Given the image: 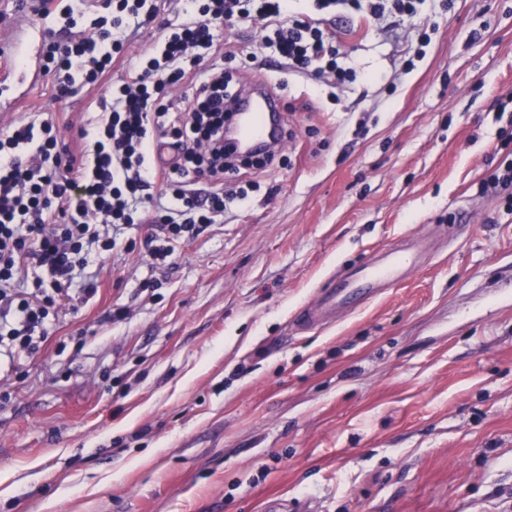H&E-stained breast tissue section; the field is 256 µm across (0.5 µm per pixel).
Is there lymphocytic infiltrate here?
<instances>
[{"instance_id": "f902f5d3", "label": "lymphocytic infiltrate", "mask_w": 512, "mask_h": 512, "mask_svg": "<svg viewBox=\"0 0 512 512\" xmlns=\"http://www.w3.org/2000/svg\"><path fill=\"white\" fill-rule=\"evenodd\" d=\"M184 0L149 52L130 64L95 121L79 130L74 154L54 113L14 121L0 132V347L38 352L59 318L75 272L102 263L141 214L154 215L144 251L166 264L185 240L245 200L244 174L224 150V110L238 84L224 69L228 24L255 25L264 48L290 73L345 86L356 78L344 41L327 23L350 14L360 23L420 17L425 0ZM60 12L43 69L58 98L94 88L124 58L129 27L157 15L148 0H80ZM192 94H183L184 85ZM238 180L224 188L225 178Z\"/></svg>"}]
</instances>
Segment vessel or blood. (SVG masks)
Listing matches in <instances>:
<instances>
[{"label": "vessel or blood", "mask_w": 512, "mask_h": 512, "mask_svg": "<svg viewBox=\"0 0 512 512\" xmlns=\"http://www.w3.org/2000/svg\"><path fill=\"white\" fill-rule=\"evenodd\" d=\"M279 99L263 82L251 81L233 104L235 126L227 143L229 149L253 150L262 146L278 150L286 139L283 122L274 113ZM423 253L415 242L381 256L369 257L342 275L331 278L317 296L305 305L297 319L298 328L305 329L329 322L336 312L349 311L380 294L386 286L405 278L412 266L423 263Z\"/></svg>", "instance_id": "vessel-or-blood-1"}]
</instances>
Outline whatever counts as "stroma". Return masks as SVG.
I'll return each instance as SVG.
<instances>
[{
    "mask_svg": "<svg viewBox=\"0 0 512 512\" xmlns=\"http://www.w3.org/2000/svg\"><path fill=\"white\" fill-rule=\"evenodd\" d=\"M440 0L418 29L343 20L342 88L249 66L279 86L293 137L159 269L130 250L96 267L31 357L0 361V512H512V212L480 183L512 160V0ZM56 20L0 0V128L58 113L77 129L107 86L66 101L41 68ZM414 238L429 250L385 295L296 329L331 276Z\"/></svg>",
    "mask_w": 512,
    "mask_h": 512,
    "instance_id": "stroma-1",
    "label": "stroma"
}]
</instances>
